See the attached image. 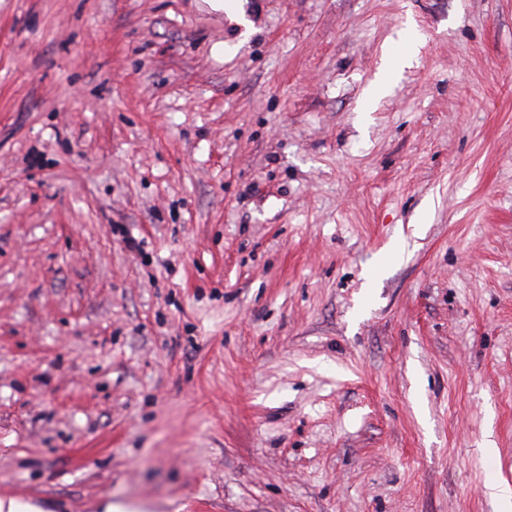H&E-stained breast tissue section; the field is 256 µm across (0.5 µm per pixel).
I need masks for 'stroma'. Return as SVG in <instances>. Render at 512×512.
<instances>
[{"label":"stroma","instance_id":"stroma-1","mask_svg":"<svg viewBox=\"0 0 512 512\" xmlns=\"http://www.w3.org/2000/svg\"><path fill=\"white\" fill-rule=\"evenodd\" d=\"M244 7L0 0V497L495 512L512 0Z\"/></svg>","mask_w":512,"mask_h":512}]
</instances>
